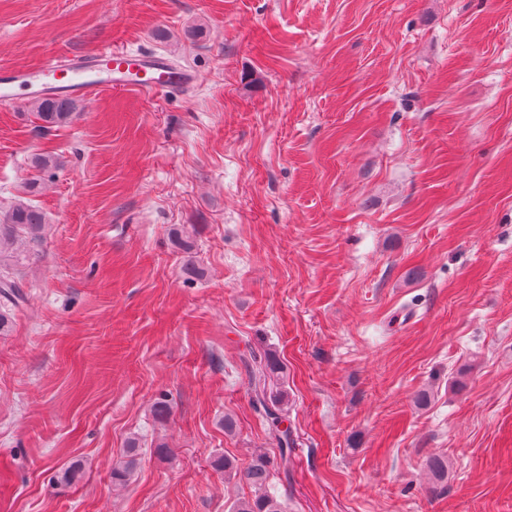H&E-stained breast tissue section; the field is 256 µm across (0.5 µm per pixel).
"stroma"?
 <instances>
[{
  "mask_svg": "<svg viewBox=\"0 0 512 512\" xmlns=\"http://www.w3.org/2000/svg\"><path fill=\"white\" fill-rule=\"evenodd\" d=\"M108 45L197 83L48 129L0 106V212L45 218L0 335V512H230L251 489L214 460L278 455L267 353L285 512H512V0H0V67ZM256 364L251 374V391H252V405L255 411L265 420L269 425V434L273 437L277 444L278 456L280 460L279 473L283 478L288 481L290 470L288 464L290 462V448L293 446V435L288 426L281 425L287 419L283 407V395L276 391L273 392V379L279 378L283 374V364L276 357L269 354L264 355V360H260ZM138 446L136 441L131 440L126 448L125 454L121 460L116 463L112 468V479L115 482L123 483L134 476L138 467Z\"/></svg>",
  "mask_w": 512,
  "mask_h": 512,
  "instance_id": "obj_1",
  "label": "stroma"
}]
</instances>
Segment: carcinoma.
Instances as JSON below:
<instances>
[{
    "label": "carcinoma",
    "instance_id": "1",
    "mask_svg": "<svg viewBox=\"0 0 512 512\" xmlns=\"http://www.w3.org/2000/svg\"><path fill=\"white\" fill-rule=\"evenodd\" d=\"M38 119L50 128L68 123L77 111L72 101L46 98L34 102ZM44 225L43 214L32 204L19 202L14 204L0 217V334L8 331L13 312L25 305L27 294L16 273V266L21 259V247L33 244L41 238ZM282 362L270 355L255 366L251 374L252 405L255 411L269 425V434L278 447L279 470L283 478H288L290 470V448L293 435L283 407V395L273 391V379L283 374ZM215 465L224 472L234 473L245 480L254 489V494L241 498L231 505L232 512H284L275 488L270 483V460L264 454L256 455L243 470H238L227 458H219ZM138 467V446L131 440L121 460L112 468V479L123 483L134 476Z\"/></svg>",
    "mask_w": 512,
    "mask_h": 512
}]
</instances>
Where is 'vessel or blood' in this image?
Segmentation results:
<instances>
[{
	"mask_svg": "<svg viewBox=\"0 0 512 512\" xmlns=\"http://www.w3.org/2000/svg\"><path fill=\"white\" fill-rule=\"evenodd\" d=\"M195 81L193 71L157 53L112 46L91 54L54 53L33 68L0 71V106L41 98L81 99L104 89L177 92Z\"/></svg>",
	"mask_w": 512,
	"mask_h": 512,
	"instance_id": "b4317fda",
	"label": "vessel or blood"
}]
</instances>
